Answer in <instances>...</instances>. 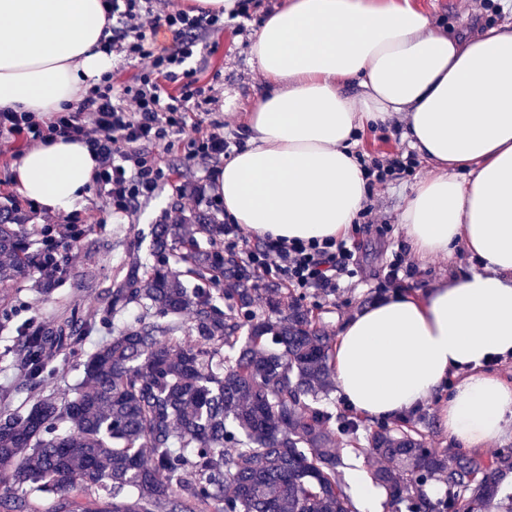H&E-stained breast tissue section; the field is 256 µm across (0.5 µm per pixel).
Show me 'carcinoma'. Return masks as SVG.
I'll list each match as a JSON object with an SVG mask.
<instances>
[{
  "label": "carcinoma",
  "mask_w": 512,
  "mask_h": 512,
  "mask_svg": "<svg viewBox=\"0 0 512 512\" xmlns=\"http://www.w3.org/2000/svg\"><path fill=\"white\" fill-rule=\"evenodd\" d=\"M24 221L0 219V289L30 271L53 291L56 267L26 237ZM214 223L157 224L153 263L140 272L138 251L98 295L107 315L135 311L84 364L73 396L46 391L58 353L80 348L96 322L73 311L61 323L21 330L22 372L5 397L25 409L0 410V512H36L31 496L53 499L51 512H355L341 449L359 447L377 466L392 512H497V475L512 472V452L484 460L431 448L405 423L365 424L319 406L333 387L332 337L292 293L255 304V289L217 244L199 250L194 230ZM185 238L177 262L219 284L187 288L170 264L172 240ZM191 315L189 324L181 321ZM196 333L185 346L180 334ZM448 488L433 500L424 485Z\"/></svg>",
  "instance_id": "1"
}]
</instances>
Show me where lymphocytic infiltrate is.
<instances>
[{"label": "lymphocytic infiltrate", "instance_id": "lymphocytic-infiltrate-1", "mask_svg": "<svg viewBox=\"0 0 512 512\" xmlns=\"http://www.w3.org/2000/svg\"><path fill=\"white\" fill-rule=\"evenodd\" d=\"M105 6L112 17L105 50L128 61H146L147 69L120 88L111 74H104L78 103L64 105L46 124L28 112H0V139L21 135L30 146L59 137L84 142L98 163L96 190L112 212L130 215L168 181L163 151L180 146L189 170L231 155L222 121H187L190 113L207 111L216 100L213 86L199 84L189 63L203 37L223 30L224 17L182 8L179 0H105ZM162 32L170 34V46L159 45ZM188 126L194 130L189 137L184 134ZM224 256L302 296L331 295L342 280L358 275L355 252L346 240L267 236L252 245L241 227L229 221L224 224Z\"/></svg>", "mask_w": 512, "mask_h": 512}]
</instances>
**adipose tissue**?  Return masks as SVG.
Returning a JSON list of instances; mask_svg holds the SVG:
<instances>
[{"mask_svg":"<svg viewBox=\"0 0 512 512\" xmlns=\"http://www.w3.org/2000/svg\"><path fill=\"white\" fill-rule=\"evenodd\" d=\"M103 0H0V111L46 121L112 70ZM248 51L265 89L245 143L212 192L247 232L340 238L367 180L358 132L402 123L429 167L398 217L416 259L465 252L473 267L397 290L347 319L333 343L337 394L367 420L437 401L440 428L478 452L512 436V22L438 31L414 0H286ZM97 163L62 138L26 149L11 183L50 213L89 193Z\"/></svg>","mask_w":512,"mask_h":512,"instance_id":"obj_1","label":"adipose tissue"}]
</instances>
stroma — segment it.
<instances>
[{
    "label": "stroma",
    "mask_w": 512,
    "mask_h": 512,
    "mask_svg": "<svg viewBox=\"0 0 512 512\" xmlns=\"http://www.w3.org/2000/svg\"><path fill=\"white\" fill-rule=\"evenodd\" d=\"M285 0H263L257 14L251 19L227 20L223 31L207 35L202 49L192 62L200 82L213 83L218 88V101L211 112L212 118L222 119L228 112L246 111L263 83L262 75L248 53L250 37L259 29L267 9L277 8ZM427 8L437 26L449 32L469 29L474 15H481L484 26L499 25L511 16L502 12L500 0H419ZM357 151L362 155L406 158L409 149L400 139L397 128H378L362 131L358 135ZM428 172L423 162H416L412 173L397 176L386 185L374 187L370 199L382 218L389 224L385 235L376 231L359 234L347 233L349 246L354 247L362 275L359 279L343 282L335 294L323 297H307L303 305L329 334H337L345 320L362 307L384 298L395 287L405 290L427 287L448 273V261L434 258L416 261L404 241L398 215L406 196L414 183ZM77 210L87 222L84 236L72 241L63 250L67 260V272L58 282L52 294H44L33 288L36 272H28L8 292H0V392L12 387L16 377L15 364L3 355L5 349L17 342L16 329L27 319L45 324L62 312L63 304L79 305L84 315L97 319L96 328L85 345L77 352H65L57 356L54 373L47 380L48 390L58 393L70 391L81 377L88 357L112 335L113 325L126 321V314L119 313L110 320H100L95 305L97 292L83 288L82 276L94 271L98 280L110 282L130 246H138L140 255H147L154 224L161 214L182 212L184 217L204 213L223 219L224 204L189 205L179 207L174 187L162 185L152 199L140 205L133 216L127 217L105 210L97 192H90ZM89 240L109 241L112 251L87 254L85 243ZM400 262L402 275L396 282H389L385 273L391 262Z\"/></svg>",
    "instance_id": "35a3bbf8"
}]
</instances>
